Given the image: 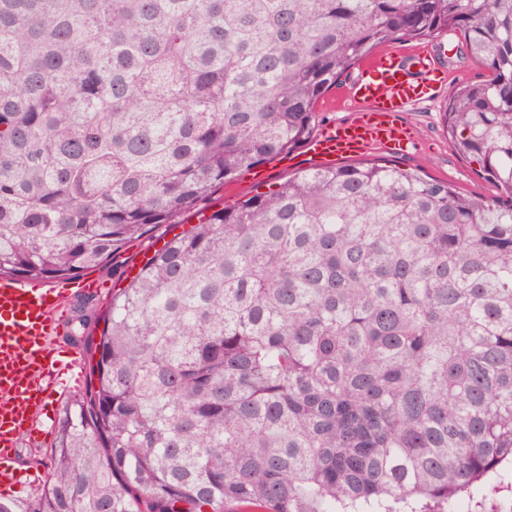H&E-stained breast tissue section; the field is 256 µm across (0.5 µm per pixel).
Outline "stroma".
I'll list each match as a JSON object with an SVG mask.
<instances>
[{
    "mask_svg": "<svg viewBox=\"0 0 512 512\" xmlns=\"http://www.w3.org/2000/svg\"><path fill=\"white\" fill-rule=\"evenodd\" d=\"M445 48L446 56L442 61L448 71V83L438 95L428 101L413 106L406 113V120L413 126L415 141L407 152L400 156L392 155L387 149L369 150L363 156L364 161L393 163L404 169H415L422 174L454 185L459 191L478 197L493 199L499 196L498 187L479 175V167L460 154L454 147L444 128L443 110L453 91L463 82L482 80L486 70L473 62L465 54L464 39L461 35L443 34L434 38L392 43V50L411 52L425 50L436 52ZM310 161L304 160L302 150H294L278 159L261 164L241 172L238 178L225 184L214 194L213 208L233 205L258 193L268 191L284 182L288 176L310 168ZM171 230L159 226L147 236L125 244L112 262L111 268L84 272L87 280L99 283L97 291L87 293L77 289L76 279L64 280V287L70 288L72 294L65 298L60 316L70 320L73 308L81 300L90 298L99 310H106L112 296V290L120 274H136L146 256L171 238ZM49 391L48 405L36 421L32 435L21 437L17 443V463L23 471L48 474L50 469V450L55 443V426L67 398L62 392L59 381L47 380Z\"/></svg>",
    "mask_w": 512,
    "mask_h": 512,
    "instance_id": "35a3bbf8",
    "label": "stroma"
}]
</instances>
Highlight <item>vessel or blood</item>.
Listing matches in <instances>:
<instances>
[{"label": "vessel or blood", "mask_w": 512, "mask_h": 512, "mask_svg": "<svg viewBox=\"0 0 512 512\" xmlns=\"http://www.w3.org/2000/svg\"><path fill=\"white\" fill-rule=\"evenodd\" d=\"M446 81L435 54L413 56L382 52L362 62L344 95L361 104L350 122L333 126L314 138L313 156L341 159L375 147L406 149L414 140L404 112L430 99ZM52 293L0 279V492H9L22 476L15 447L22 434L33 431L43 403V381L51 373L69 377L79 387L78 361L62 362L52 349L59 334Z\"/></svg>", "instance_id": "1"}]
</instances>
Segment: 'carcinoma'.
<instances>
[{"label": "carcinoma", "instance_id": "1", "mask_svg": "<svg viewBox=\"0 0 512 512\" xmlns=\"http://www.w3.org/2000/svg\"><path fill=\"white\" fill-rule=\"evenodd\" d=\"M447 32L489 75L444 126L499 197L321 166L173 235L76 307L89 381L27 512L512 494V0H0V275L31 281L206 210L361 60Z\"/></svg>", "mask_w": 512, "mask_h": 512}]
</instances>
